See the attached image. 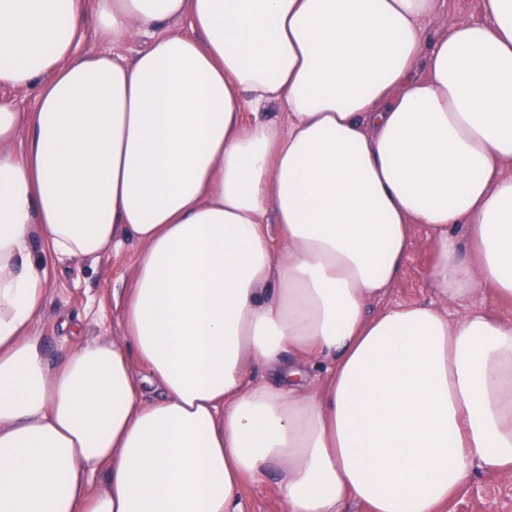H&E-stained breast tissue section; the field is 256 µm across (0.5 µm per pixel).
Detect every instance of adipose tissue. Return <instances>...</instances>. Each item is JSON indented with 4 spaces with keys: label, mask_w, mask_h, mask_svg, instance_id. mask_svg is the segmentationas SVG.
I'll return each mask as SVG.
<instances>
[{
    "label": "adipose tissue",
    "mask_w": 512,
    "mask_h": 512,
    "mask_svg": "<svg viewBox=\"0 0 512 512\" xmlns=\"http://www.w3.org/2000/svg\"><path fill=\"white\" fill-rule=\"evenodd\" d=\"M437 2L0 0L34 93L0 97V512H242L269 475L437 512L512 473V318L470 304L512 308V0L432 38ZM419 225L458 320L385 301ZM128 241L124 341L52 357L50 260Z\"/></svg>",
    "instance_id": "adipose-tissue-1"
}]
</instances>
